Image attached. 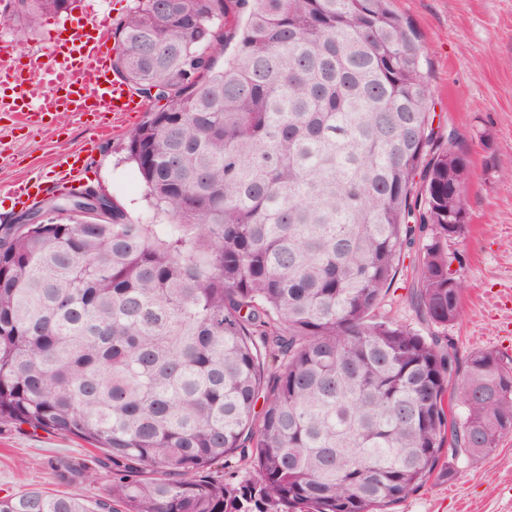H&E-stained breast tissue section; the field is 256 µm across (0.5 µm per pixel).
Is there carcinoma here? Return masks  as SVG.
Here are the masks:
<instances>
[{"instance_id": "1", "label": "carcinoma", "mask_w": 512, "mask_h": 512, "mask_svg": "<svg viewBox=\"0 0 512 512\" xmlns=\"http://www.w3.org/2000/svg\"><path fill=\"white\" fill-rule=\"evenodd\" d=\"M115 39L150 103L123 150L152 223L114 199L0 237V424L101 451L109 497L32 488L0 512H389L494 453L512 363L382 311L414 247L427 320L456 322L464 292L470 155L434 138L412 22L390 0H136ZM52 201L100 208L88 186Z\"/></svg>"}]
</instances>
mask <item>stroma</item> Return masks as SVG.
I'll return each mask as SVG.
<instances>
[{"mask_svg":"<svg viewBox=\"0 0 512 512\" xmlns=\"http://www.w3.org/2000/svg\"><path fill=\"white\" fill-rule=\"evenodd\" d=\"M408 17L428 53L432 113L440 133L455 129L469 149L472 175L466 190L469 222L448 244L463 255L452 264L465 284L461 314L449 325L461 355L493 349L512 359V0H393ZM128 126L99 133L92 117L56 118L49 126L18 129L0 115V224L20 214L8 186L29 178H52L56 153L92 148L85 181L117 198L132 218L149 214L143 190L121 146ZM416 252L399 267L387 308L420 332L408 293L415 282ZM91 453L84 443L29 426L0 424V496L30 488L77 493L95 499L108 481L84 471ZM83 469L78 481H60V465ZM393 512H512V432L492 455L459 463L454 474L433 476Z\"/></svg>","mask_w":512,"mask_h":512,"instance_id":"obj_1","label":"stroma"}]
</instances>
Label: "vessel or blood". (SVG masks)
<instances>
[{
  "instance_id": "b4317fda",
  "label": "vessel or blood",
  "mask_w": 512,
  "mask_h": 512,
  "mask_svg": "<svg viewBox=\"0 0 512 512\" xmlns=\"http://www.w3.org/2000/svg\"><path fill=\"white\" fill-rule=\"evenodd\" d=\"M109 16L70 11L47 50H26L0 40V112L26 125L63 114L131 119L145 107L112 67ZM82 169L73 154H58L50 191L78 190Z\"/></svg>"
}]
</instances>
